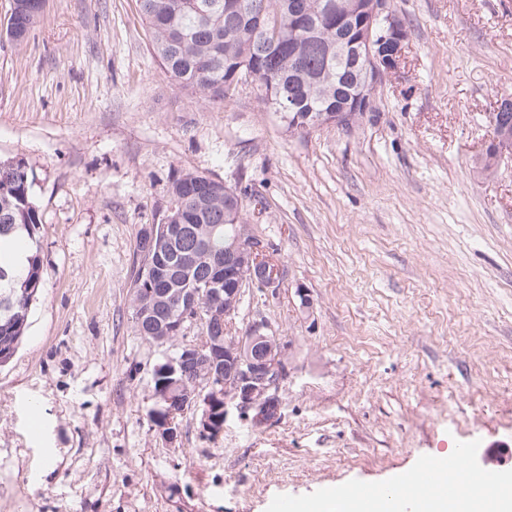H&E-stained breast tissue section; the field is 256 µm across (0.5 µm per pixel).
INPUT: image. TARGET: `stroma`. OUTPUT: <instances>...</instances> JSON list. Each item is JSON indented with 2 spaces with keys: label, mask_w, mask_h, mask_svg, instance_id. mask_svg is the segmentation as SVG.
Here are the masks:
<instances>
[{
  "label": "stroma",
  "mask_w": 512,
  "mask_h": 512,
  "mask_svg": "<svg viewBox=\"0 0 512 512\" xmlns=\"http://www.w3.org/2000/svg\"><path fill=\"white\" fill-rule=\"evenodd\" d=\"M405 59L352 131H289L259 87L212 103L170 84L137 0H46L0 39V158L34 175L42 283L0 366V512H269L275 499L400 484L435 452L512 472V162H475L512 99V0H392ZM179 171L245 190L281 288L242 289L228 326L266 322L290 375L255 429L200 412L170 443L140 336L144 225ZM38 406L42 426L30 420Z\"/></svg>",
  "instance_id": "stroma-1"
}]
</instances>
